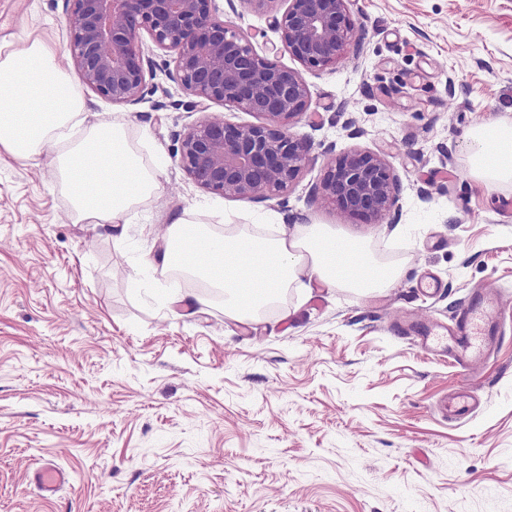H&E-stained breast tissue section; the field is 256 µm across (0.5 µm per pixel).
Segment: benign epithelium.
I'll return each instance as SVG.
<instances>
[{
  "label": "benign epithelium",
  "instance_id": "benign-epithelium-1",
  "mask_svg": "<svg viewBox=\"0 0 512 512\" xmlns=\"http://www.w3.org/2000/svg\"><path fill=\"white\" fill-rule=\"evenodd\" d=\"M67 47L83 84L114 105L146 92L141 33L174 53L173 79L203 118L179 135L180 164L200 188L224 198L262 200L286 192L308 160L291 128L305 116L308 87L299 72L254 49L217 0H65ZM351 0H289L273 27L307 68L346 63L357 46ZM231 105L258 118L236 125L208 112ZM321 199L339 219L362 215L381 224L397 206L401 184L382 155L323 152Z\"/></svg>",
  "mask_w": 512,
  "mask_h": 512
}]
</instances>
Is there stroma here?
Segmentation results:
<instances>
[{
  "mask_svg": "<svg viewBox=\"0 0 512 512\" xmlns=\"http://www.w3.org/2000/svg\"><path fill=\"white\" fill-rule=\"evenodd\" d=\"M218 5L300 72L316 115L293 127L308 162L269 200L185 175L177 138L201 114L172 53L144 40L147 93L117 106L70 64L64 0H0V41L48 39L85 101L69 141L114 123L144 163L164 159L157 191L107 233L72 220L50 155L0 152V512H512V184L472 176L462 140L512 124V0H353L357 57L321 70L279 46L288 0ZM330 144L391 162L396 223H341L312 201ZM186 214L208 233L326 224L402 274L371 292L292 288L241 324L182 303L184 280L155 264L162 226ZM481 290L509 317L494 358L465 371L416 346ZM473 376L478 409L448 420L437 400ZM43 462L71 476L50 498L29 481Z\"/></svg>",
  "mask_w": 512,
  "mask_h": 512,
  "instance_id": "obj_1",
  "label": "stroma"
}]
</instances>
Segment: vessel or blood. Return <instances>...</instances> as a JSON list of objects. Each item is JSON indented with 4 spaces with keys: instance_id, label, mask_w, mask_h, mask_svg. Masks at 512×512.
<instances>
[{
    "instance_id": "obj_1",
    "label": "vessel or blood",
    "mask_w": 512,
    "mask_h": 512,
    "mask_svg": "<svg viewBox=\"0 0 512 512\" xmlns=\"http://www.w3.org/2000/svg\"><path fill=\"white\" fill-rule=\"evenodd\" d=\"M501 317L494 299L480 293L463 308L447 334L425 331L419 338V344L422 349L446 354L454 363L463 366L473 360L487 358L496 348ZM439 405L445 417L461 420L475 411L478 400L471 393L460 392L442 397ZM32 480L43 495L51 496L67 482L68 476L49 463L34 472Z\"/></svg>"
}]
</instances>
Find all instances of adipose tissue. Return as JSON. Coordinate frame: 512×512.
<instances>
[{
	"mask_svg": "<svg viewBox=\"0 0 512 512\" xmlns=\"http://www.w3.org/2000/svg\"><path fill=\"white\" fill-rule=\"evenodd\" d=\"M85 105L58 62L57 50L44 38L26 34L0 43V147L28 158L58 149L64 127ZM472 174L489 185L512 182V125L490 120L463 136ZM62 169L74 186L76 221L105 231L128 223L134 206L154 190V171L146 167L121 126L91 129L87 139L60 155ZM200 215L172 220L170 245L156 262L180 259L188 272L224 291L225 305L246 319L272 303L282 290L327 287L376 291L391 287L398 269L380 265L359 242L344 241L322 224L275 238L245 234L220 239L185 227L203 223ZM185 244L174 256L172 242Z\"/></svg>",
	"mask_w": 512,
	"mask_h": 512,
	"instance_id": "obj_1",
	"label": "adipose tissue"
}]
</instances>
